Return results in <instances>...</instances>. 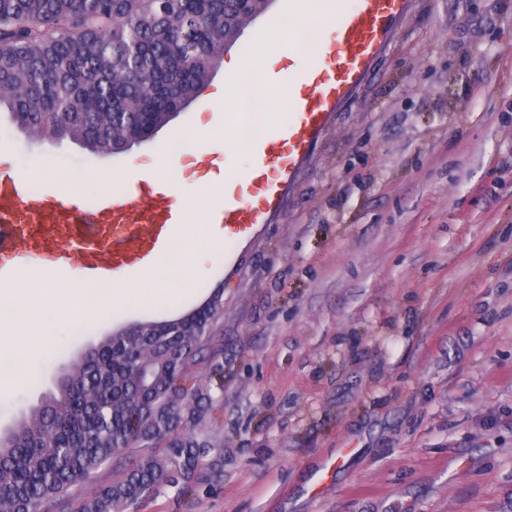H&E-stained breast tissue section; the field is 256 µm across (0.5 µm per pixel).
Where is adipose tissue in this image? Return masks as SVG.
Returning a JSON list of instances; mask_svg holds the SVG:
<instances>
[{
  "label": "adipose tissue",
  "mask_w": 512,
  "mask_h": 512,
  "mask_svg": "<svg viewBox=\"0 0 512 512\" xmlns=\"http://www.w3.org/2000/svg\"><path fill=\"white\" fill-rule=\"evenodd\" d=\"M264 62L246 64L238 60L225 62L227 81L217 92L218 100L231 101L238 109L249 111L252 123L265 125L269 120L267 110L250 111L253 100L270 102L282 94L275 85L252 84L247 71L264 70ZM205 241L208 247L215 248L224 238V230L218 224H192L182 228L180 234L170 235L169 243L156 261L141 271L135 280L117 278L106 282H91L82 277L80 270H73L69 284L64 288L52 289L49 309L55 318H83L97 307L120 303L124 305L146 306L166 296L172 282L190 286L201 272V263L188 264L184 261V247L189 239ZM25 278H17L12 287L0 289V312L12 310L9 318L0 315V386L19 384L28 377V354L23 351V343L29 342L32 335L49 336L50 329L41 321L30 319L17 313L16 306L28 292Z\"/></svg>",
  "instance_id": "adipose-tissue-1"
}]
</instances>
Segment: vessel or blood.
Wrapping results in <instances>:
<instances>
[{"mask_svg":"<svg viewBox=\"0 0 512 512\" xmlns=\"http://www.w3.org/2000/svg\"><path fill=\"white\" fill-rule=\"evenodd\" d=\"M408 0H334L335 24L318 58L290 97L294 106L284 133L260 140L256 162L224 186V205L207 221L224 227L225 240H251L280 210L286 190L327 129L337 108L369 74L392 37ZM184 211L165 188L132 185L106 195L93 210L70 196L32 190L0 173V254L53 257L52 276L79 267L90 281H106L149 266L165 249L172 225Z\"/></svg>","mask_w":512,"mask_h":512,"instance_id":"obj_1","label":"vessel or blood"}]
</instances>
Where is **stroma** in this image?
Listing matches in <instances>:
<instances>
[{
    "mask_svg": "<svg viewBox=\"0 0 512 512\" xmlns=\"http://www.w3.org/2000/svg\"><path fill=\"white\" fill-rule=\"evenodd\" d=\"M273 0L229 54L272 58L283 90L310 61L284 29L313 24ZM216 72L150 140L102 158L28 137L0 113V153L32 189L131 176L173 150L224 152L245 113L220 110ZM205 173L208 163H196ZM234 269L209 251L192 288L115 304L51 327L30 380L0 390V436L36 409L68 361L120 328L176 318L224 291L216 346L224 400L197 431L221 443L191 489L135 512H512V0H410L388 46L336 112L281 212L240 244ZM139 456L120 452L49 512H75Z\"/></svg>",
    "mask_w": 512,
    "mask_h": 512,
    "instance_id": "stroma-1",
    "label": "stroma"
}]
</instances>
